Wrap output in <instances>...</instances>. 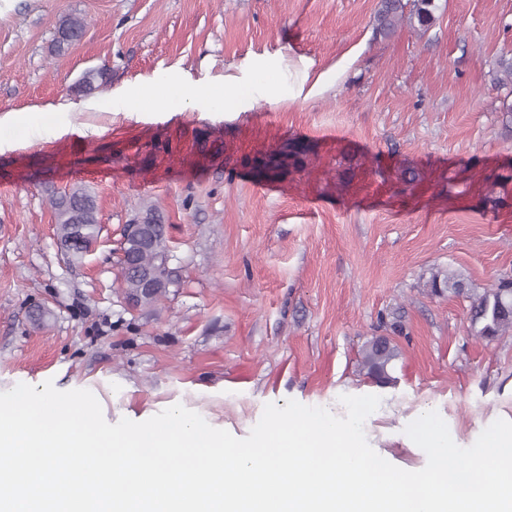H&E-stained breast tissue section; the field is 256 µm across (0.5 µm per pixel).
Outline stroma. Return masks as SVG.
<instances>
[{"mask_svg":"<svg viewBox=\"0 0 512 512\" xmlns=\"http://www.w3.org/2000/svg\"><path fill=\"white\" fill-rule=\"evenodd\" d=\"M379 3L0 0V117L80 106L0 149V391L85 389L112 424L180 404L238 438L269 403L342 416L341 396L376 395L366 438L408 471L427 463L405 433L421 409L464 448L512 421V331L468 316L512 279V0H434L427 32L388 39ZM69 16L85 33L54 51ZM91 69L105 83L72 93ZM290 144L301 164L269 171ZM74 185L101 224L79 265L49 204ZM151 206L174 282L144 313L118 259ZM438 271L463 293L432 294ZM376 336L399 350L385 385L361 366Z\"/></svg>","mask_w":512,"mask_h":512,"instance_id":"obj_1","label":"stroma"}]
</instances>
